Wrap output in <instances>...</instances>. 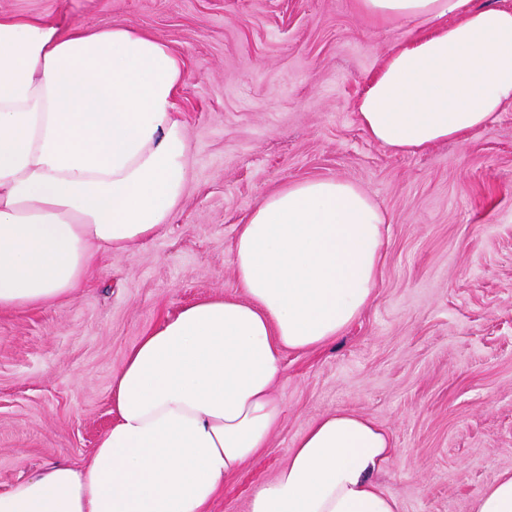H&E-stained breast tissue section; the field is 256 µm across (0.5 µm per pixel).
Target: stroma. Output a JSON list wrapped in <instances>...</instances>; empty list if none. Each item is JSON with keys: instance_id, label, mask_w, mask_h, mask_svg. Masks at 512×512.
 <instances>
[{"instance_id": "obj_1", "label": "stroma", "mask_w": 512, "mask_h": 512, "mask_svg": "<svg viewBox=\"0 0 512 512\" xmlns=\"http://www.w3.org/2000/svg\"><path fill=\"white\" fill-rule=\"evenodd\" d=\"M62 26H126L183 64L187 185L171 224L103 256L70 299L0 312V492L82 463L111 422L115 371L183 306L235 294L238 224L282 185L356 183L384 210L377 295L336 341L284 352L282 421L209 512H247L302 432L343 409L388 432L379 480L402 512H471L512 471V105L484 129L395 154L356 103L420 26L356 0H0Z\"/></svg>"}]
</instances>
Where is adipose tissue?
I'll return each instance as SVG.
<instances>
[{
    "instance_id": "ef3b65f1",
    "label": "adipose tissue",
    "mask_w": 512,
    "mask_h": 512,
    "mask_svg": "<svg viewBox=\"0 0 512 512\" xmlns=\"http://www.w3.org/2000/svg\"><path fill=\"white\" fill-rule=\"evenodd\" d=\"M357 2L375 20L425 28L356 104L377 144L423 151L512 104V9ZM182 79L151 35L0 13V311L70 298L100 254L130 251L171 222L187 181ZM384 224L347 180L265 196L236 230L238 295L192 302L143 336L112 378L114 419L90 460L16 481L0 512H207L280 424L283 350L336 340L374 299ZM392 450L372 419L328 412L249 512H401L377 481Z\"/></svg>"
}]
</instances>
